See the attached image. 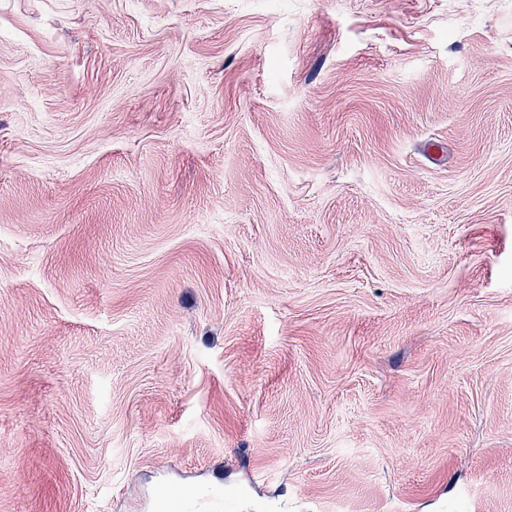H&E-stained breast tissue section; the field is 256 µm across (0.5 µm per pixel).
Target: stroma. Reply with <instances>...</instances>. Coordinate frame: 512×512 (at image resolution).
Returning <instances> with one entry per match:
<instances>
[{"instance_id":"obj_1","label":"stroma","mask_w":512,"mask_h":512,"mask_svg":"<svg viewBox=\"0 0 512 512\" xmlns=\"http://www.w3.org/2000/svg\"><path fill=\"white\" fill-rule=\"evenodd\" d=\"M0 512H512V0H0Z\"/></svg>"}]
</instances>
